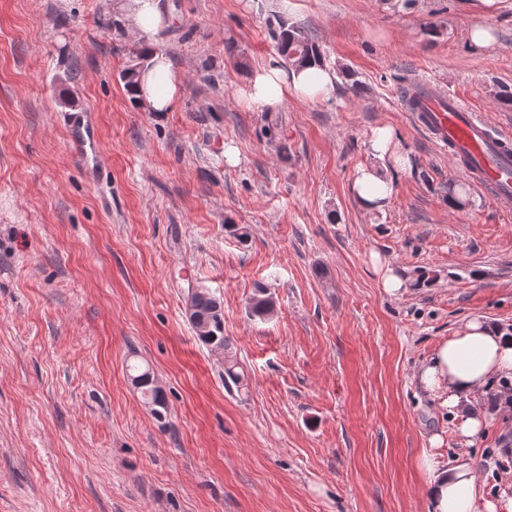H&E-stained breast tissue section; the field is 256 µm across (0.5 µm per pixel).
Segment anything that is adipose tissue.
<instances>
[{
  "instance_id": "ef3b65f1",
  "label": "adipose tissue",
  "mask_w": 512,
  "mask_h": 512,
  "mask_svg": "<svg viewBox=\"0 0 512 512\" xmlns=\"http://www.w3.org/2000/svg\"><path fill=\"white\" fill-rule=\"evenodd\" d=\"M127 9L130 26L149 57L138 96L149 111H174L182 88L167 56L153 47L154 36L170 18L158 0H129ZM335 81V74L318 67L298 69L272 61L252 72L238 89L237 98L242 107L272 112L291 95L327 98ZM352 189L364 208L374 211L388 203L394 184L378 169L364 166L357 169ZM417 378L424 391L440 397L460 440L467 445L478 443L486 426L479 396L494 382L512 379V332L484 317H471L436 347L418 369ZM419 467L425 476L423 493L433 512H512L511 493L492 496L486 492L480 458L467 456L447 467L425 453Z\"/></svg>"
}]
</instances>
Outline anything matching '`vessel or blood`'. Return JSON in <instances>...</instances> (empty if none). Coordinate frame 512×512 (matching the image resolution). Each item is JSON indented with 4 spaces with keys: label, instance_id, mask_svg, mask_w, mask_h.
<instances>
[{
    "label": "vessel or blood",
    "instance_id": "1",
    "mask_svg": "<svg viewBox=\"0 0 512 512\" xmlns=\"http://www.w3.org/2000/svg\"><path fill=\"white\" fill-rule=\"evenodd\" d=\"M406 109L458 171L501 203H512V135L496 130L452 95L420 82L405 96ZM69 136L84 164L95 155L96 131L89 112L69 113Z\"/></svg>",
    "mask_w": 512,
    "mask_h": 512
}]
</instances>
